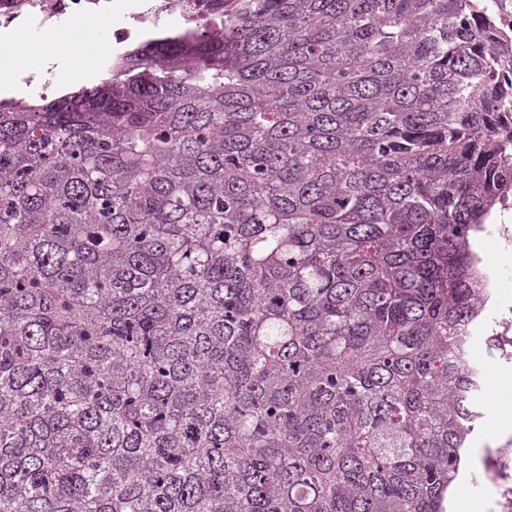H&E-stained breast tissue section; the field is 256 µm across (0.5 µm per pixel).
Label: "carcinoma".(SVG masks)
<instances>
[{
    "mask_svg": "<svg viewBox=\"0 0 512 512\" xmlns=\"http://www.w3.org/2000/svg\"><path fill=\"white\" fill-rule=\"evenodd\" d=\"M493 0H185L0 100V512H446L512 195ZM41 67L44 68L38 72H32L21 78L23 82L33 95L39 97H48L51 95L57 86L59 81V74L54 65L57 68H64L69 74V78L66 83L78 82L83 80V71L86 69L82 60L79 58L63 59L50 52H41ZM53 65V66H52Z\"/></svg>",
    "mask_w": 512,
    "mask_h": 512,
    "instance_id": "1",
    "label": "carcinoma"
}]
</instances>
